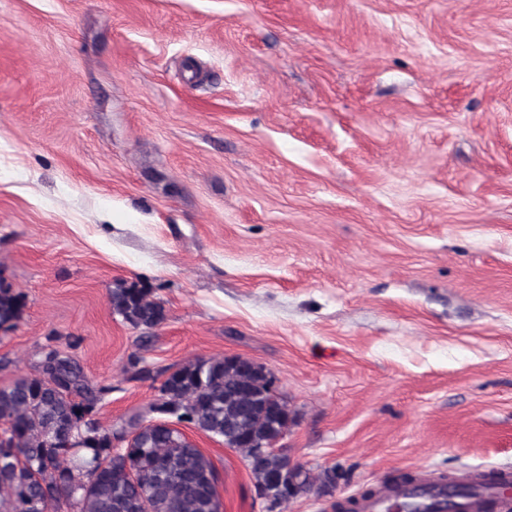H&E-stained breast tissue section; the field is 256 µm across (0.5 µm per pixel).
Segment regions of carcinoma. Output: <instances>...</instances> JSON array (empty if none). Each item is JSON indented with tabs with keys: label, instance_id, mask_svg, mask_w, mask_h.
Masks as SVG:
<instances>
[{
	"label": "carcinoma",
	"instance_id": "carcinoma-1",
	"mask_svg": "<svg viewBox=\"0 0 512 512\" xmlns=\"http://www.w3.org/2000/svg\"><path fill=\"white\" fill-rule=\"evenodd\" d=\"M112 311L134 329L150 333L166 320V308L135 284L110 291ZM25 297L0 282V328L21 319ZM36 373L0 386V512H214L216 470L208 457L178 432L131 418L121 426L94 419L110 386L89 383L78 360L46 345ZM168 379L149 411L166 409L199 431L226 441L255 481L266 488L282 474L297 494L319 493L336 472L315 474L273 448H254L288 431L287 402L264 385L252 392L247 377L226 357L198 358L166 368ZM500 477L453 476L446 489L477 498Z\"/></svg>",
	"mask_w": 512,
	"mask_h": 512
}]
</instances>
